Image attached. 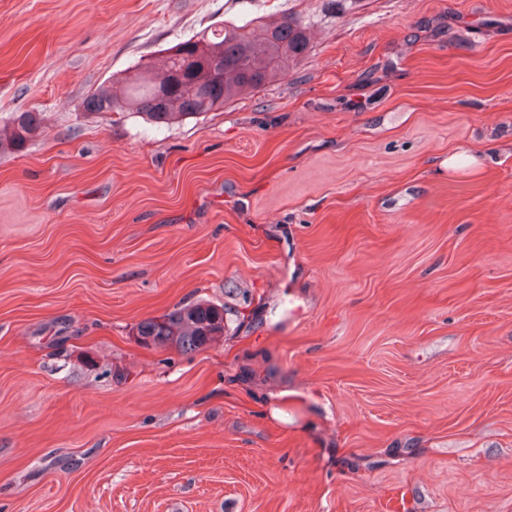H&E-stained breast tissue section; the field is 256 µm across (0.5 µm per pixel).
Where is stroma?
<instances>
[{
  "label": "stroma",
  "instance_id": "obj_1",
  "mask_svg": "<svg viewBox=\"0 0 512 512\" xmlns=\"http://www.w3.org/2000/svg\"><path fill=\"white\" fill-rule=\"evenodd\" d=\"M0 0V512H512V0ZM285 78L87 112L221 23ZM224 309L201 351L136 325ZM259 19L242 25L227 21L168 47L155 61L113 76L85 99L83 110L134 112L163 126L223 109L241 91L285 77L310 53L314 22L288 9L278 22L264 24L263 35L256 37L250 26ZM156 66L164 72L160 82L154 79ZM41 119L37 112H15L0 129V153H18L40 132Z\"/></svg>",
  "mask_w": 512,
  "mask_h": 512
}]
</instances>
